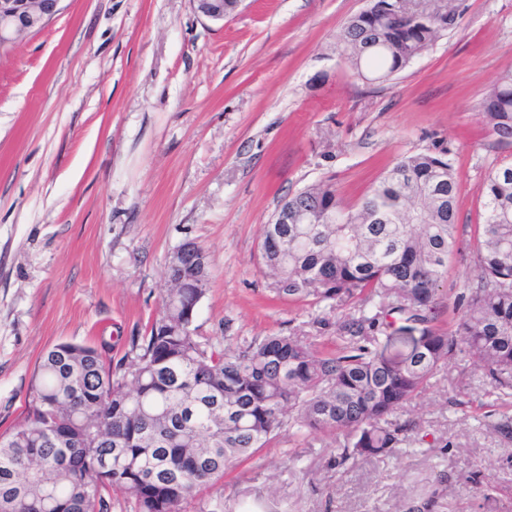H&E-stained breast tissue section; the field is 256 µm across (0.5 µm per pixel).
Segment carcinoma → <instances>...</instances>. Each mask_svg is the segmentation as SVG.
<instances>
[{
	"instance_id": "cac0c4a2",
	"label": "carcinoma",
	"mask_w": 512,
	"mask_h": 512,
	"mask_svg": "<svg viewBox=\"0 0 512 512\" xmlns=\"http://www.w3.org/2000/svg\"><path fill=\"white\" fill-rule=\"evenodd\" d=\"M458 0H368L346 23L339 57L368 83L385 82L453 29ZM492 131L512 139V70L486 94ZM457 170L449 152L401 158L352 207L329 185L280 209L305 223L264 226L260 263L287 300L342 306L388 299L372 316L338 323L336 350L273 334L235 349L202 345L193 324L210 266L194 242L131 359L60 342L30 385L28 414L0 436V512H108L106 494L134 512H182L226 467L268 445L287 423L347 434L334 465L395 453L412 426L396 416L465 347L489 393L512 397V163L480 188L476 282L455 329L434 324L439 282L456 248Z\"/></svg>"
}]
</instances>
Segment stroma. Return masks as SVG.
Segmentation results:
<instances>
[{"label":"stroma","instance_id":"35a3bbf8","mask_svg":"<svg viewBox=\"0 0 512 512\" xmlns=\"http://www.w3.org/2000/svg\"><path fill=\"white\" fill-rule=\"evenodd\" d=\"M366 0H243L223 23L190 0H64L41 31L0 55V434L23 421L33 374L60 342L119 360L161 310L166 264L191 240L209 259L195 320L207 347L297 334L329 351L336 323L375 304L278 298L260 264L285 197L333 184L356 205L402 157L450 150L458 254L437 322L477 275L479 189L512 163L481 104L512 70V0H460L457 28L391 80L367 83L335 54ZM512 416L460 352L399 414L398 454L331 459L339 432L284 428L183 504L223 512H407L438 492L445 512H512ZM496 488L476 496L475 470ZM446 473V483L434 482Z\"/></svg>","mask_w":512,"mask_h":512}]
</instances>
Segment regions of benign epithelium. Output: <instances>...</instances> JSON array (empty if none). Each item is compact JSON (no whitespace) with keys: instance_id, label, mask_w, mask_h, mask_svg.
I'll list each match as a JSON object with an SVG mask.
<instances>
[{"instance_id":"1","label":"benign epithelium","mask_w":512,"mask_h":512,"mask_svg":"<svg viewBox=\"0 0 512 512\" xmlns=\"http://www.w3.org/2000/svg\"><path fill=\"white\" fill-rule=\"evenodd\" d=\"M63 0H0V55L12 50L24 36L44 29L62 10ZM224 0H191L194 12L209 21L222 22L237 10Z\"/></svg>"}]
</instances>
